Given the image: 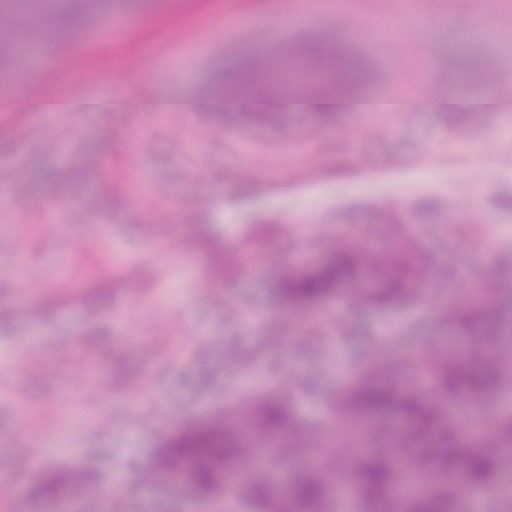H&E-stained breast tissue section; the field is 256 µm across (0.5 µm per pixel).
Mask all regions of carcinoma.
Instances as JSON below:
<instances>
[{
	"mask_svg": "<svg viewBox=\"0 0 512 512\" xmlns=\"http://www.w3.org/2000/svg\"><path fill=\"white\" fill-rule=\"evenodd\" d=\"M110 6V0H64L44 13L49 38L66 42L81 30L88 14ZM15 10L30 22L34 0H0V10ZM17 70V60L0 35V75ZM370 77L365 64L326 35L304 38L289 51L288 63L269 76L262 62L242 56L219 68L208 95L210 110L219 122L224 113L249 120H265L304 104L317 110L319 120L331 123L338 113L368 98ZM200 245L210 255L212 270L222 278L231 273L224 262V245L207 236ZM427 285L420 255L403 236L377 250L343 241L318 263L299 271L284 270L272 285L275 300L299 312L316 307L350 288L352 300L370 306L402 303ZM112 278L99 276L88 287L85 300L104 305L112 298ZM497 297L481 302L465 300L445 310L462 334L494 336L499 323L493 314ZM391 362H378L350 387L332 398L337 420L325 429L336 448L321 449L315 461L295 473L283 491L268 471L250 469L240 482L229 476L252 461L256 448L239 432L237 420L247 421L258 440L275 439L298 427L288 390L245 400L232 411L181 425L154 454L162 475L186 482L195 504L211 508L219 496H234L246 512H330L328 475L344 456L364 512H464V494L456 472L464 469L467 483L490 492L502 490V453L512 450V417L491 418L485 438H463L448 418V399L464 397L481 410L483 403L504 384L494 360L478 354L471 360L437 349L414 360L409 369L427 374L442 401L431 402L418 391L388 378ZM373 419L381 426L399 425L388 448L364 450L355 444L363 437L361 422ZM435 474L429 487L404 497L397 494L404 474ZM97 486L82 472L56 469L46 474L38 496L66 502L77 491Z\"/></svg>",
	"mask_w": 512,
	"mask_h": 512,
	"instance_id": "obj_1",
	"label": "carcinoma"
}]
</instances>
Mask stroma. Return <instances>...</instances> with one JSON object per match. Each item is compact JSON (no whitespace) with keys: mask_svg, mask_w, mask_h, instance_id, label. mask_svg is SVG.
<instances>
[{"mask_svg":"<svg viewBox=\"0 0 512 512\" xmlns=\"http://www.w3.org/2000/svg\"><path fill=\"white\" fill-rule=\"evenodd\" d=\"M195 7L196 31L157 39L151 72L116 73L122 108L0 118V512H63L37 496L55 468L85 470L110 493L103 509L76 497V512H190L188 485L151 474L165 433L287 384L308 439L332 419L328 393L367 370L382 339L403 368L427 349L466 353L471 337L440 305L512 278V110L452 124L414 103L512 90V0L487 19L479 0H343L339 11L257 0L252 26L225 24L211 0ZM476 26L489 82L445 83ZM310 33L354 41L375 89L404 108L219 128L203 112L144 109L196 97L219 64ZM77 166L90 182L80 195L29 175ZM396 219L447 294L381 310L334 301L300 327L284 316L271 293L279 267L317 262L339 233L379 245ZM267 222L274 231L254 233ZM201 224L238 255L231 278H212ZM96 272L114 278L101 307L76 295Z\"/></svg>","mask_w":512,"mask_h":512,"instance_id":"1","label":"stroma"}]
</instances>
